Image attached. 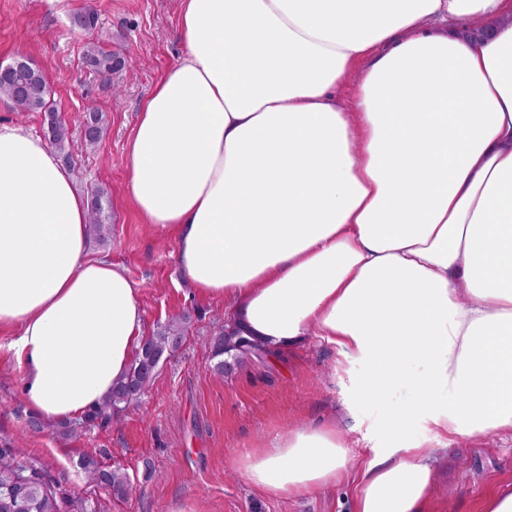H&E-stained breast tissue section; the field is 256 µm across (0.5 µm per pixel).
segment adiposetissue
<instances>
[{
  "label": "adipose tissue",
  "mask_w": 512,
  "mask_h": 512,
  "mask_svg": "<svg viewBox=\"0 0 512 512\" xmlns=\"http://www.w3.org/2000/svg\"><path fill=\"white\" fill-rule=\"evenodd\" d=\"M177 37L127 195L267 347L318 336L362 366L352 399L378 418L353 512H428L433 459L512 435V0H179ZM87 214L58 153L0 122V330L49 419L99 404L142 340ZM348 462L323 422L238 468L293 496Z\"/></svg>",
  "instance_id": "1"
}]
</instances>
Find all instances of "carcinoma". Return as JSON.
<instances>
[{
  "label": "carcinoma",
  "instance_id": "obj_1",
  "mask_svg": "<svg viewBox=\"0 0 512 512\" xmlns=\"http://www.w3.org/2000/svg\"><path fill=\"white\" fill-rule=\"evenodd\" d=\"M87 64L96 72L109 75L122 64L115 52L90 43L85 53ZM22 86L18 96L11 100L19 112H41L47 122V132L62 162L69 168L74 166L72 155L66 151L69 128L60 119L48 100L49 89L42 71L29 66L20 76ZM84 140L89 145L97 144L106 134L102 114L96 110L88 113L84 124ZM90 236L100 245L111 238L112 211L107 190L98 188L91 193L88 204ZM188 316L185 314L169 319L156 332L145 337L132 363L122 378L113 386L112 392L101 403L88 410L85 421H110L113 416L137 402L153 380L161 359L181 345L185 337ZM213 371L219 376L230 374L248 360L260 361L271 353V349L242 330L224 325L211 341ZM80 466L89 483L107 488L117 498L130 491V482L118 469L105 470L98 460L85 456ZM0 512H65L63 501L58 498L53 485L37 466L24 459L18 448H0Z\"/></svg>",
  "mask_w": 512,
  "mask_h": 512
}]
</instances>
